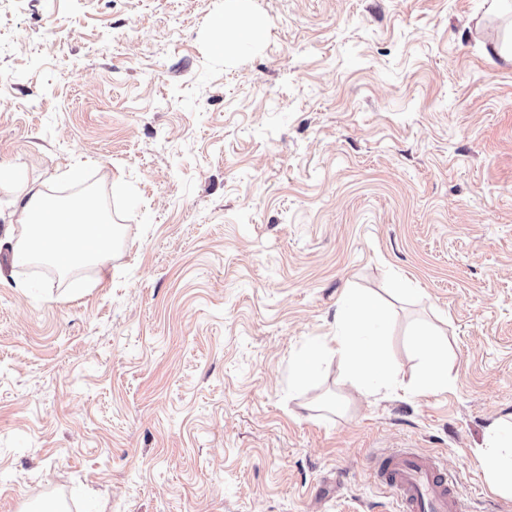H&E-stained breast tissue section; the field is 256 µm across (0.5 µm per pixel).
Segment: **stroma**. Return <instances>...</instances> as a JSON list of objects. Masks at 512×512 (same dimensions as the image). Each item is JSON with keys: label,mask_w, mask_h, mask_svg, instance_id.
I'll return each instance as SVG.
<instances>
[{"label": "stroma", "mask_w": 512, "mask_h": 512, "mask_svg": "<svg viewBox=\"0 0 512 512\" xmlns=\"http://www.w3.org/2000/svg\"><path fill=\"white\" fill-rule=\"evenodd\" d=\"M0 0V163L119 224L107 271L0 250V512H397L374 478L512 421V16L485 0ZM83 162L77 179L59 180ZM389 312L399 385L296 362L339 298ZM448 390L413 389L417 329Z\"/></svg>", "instance_id": "1"}]
</instances>
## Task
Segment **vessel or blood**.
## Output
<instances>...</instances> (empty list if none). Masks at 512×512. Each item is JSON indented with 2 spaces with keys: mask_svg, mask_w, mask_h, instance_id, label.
I'll list each match as a JSON object with an SVG mask.
<instances>
[{
  "mask_svg": "<svg viewBox=\"0 0 512 512\" xmlns=\"http://www.w3.org/2000/svg\"><path fill=\"white\" fill-rule=\"evenodd\" d=\"M395 498L397 512H469L438 456L413 450L387 456L376 472Z\"/></svg>",
  "mask_w": 512,
  "mask_h": 512,
  "instance_id": "obj_1",
  "label": "vessel or blood"
}]
</instances>
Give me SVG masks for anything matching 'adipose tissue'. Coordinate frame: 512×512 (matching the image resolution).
<instances>
[{"mask_svg":"<svg viewBox=\"0 0 512 512\" xmlns=\"http://www.w3.org/2000/svg\"><path fill=\"white\" fill-rule=\"evenodd\" d=\"M7 235L16 261L40 262L67 273L88 264L106 267L119 235L93 195L63 199L46 193L43 184L25 182L15 189L14 210ZM342 323L332 336L310 348L296 370L297 384L311 380L323 356L345 367L349 379L367 390L391 387L394 380L377 341L385 337L388 312L367 296H345ZM419 358L415 386L422 392L448 389L447 347L436 335L412 340ZM480 459L493 489L512 495V424L493 422L486 433Z\"/></svg>","mask_w":512,"mask_h":512,"instance_id":"obj_1","label":"adipose tissue"}]
</instances>
